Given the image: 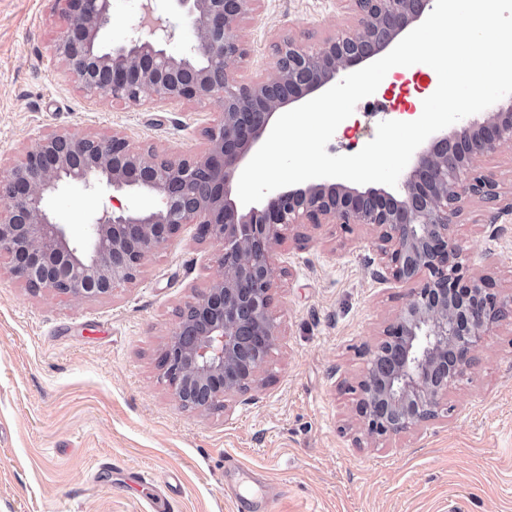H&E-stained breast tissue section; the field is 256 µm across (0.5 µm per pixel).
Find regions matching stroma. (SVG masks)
<instances>
[{
	"instance_id": "obj_1",
	"label": "stroma",
	"mask_w": 512,
	"mask_h": 512,
	"mask_svg": "<svg viewBox=\"0 0 512 512\" xmlns=\"http://www.w3.org/2000/svg\"><path fill=\"white\" fill-rule=\"evenodd\" d=\"M64 19L53 0H0V172L50 133L124 137L172 158L203 151L216 106L147 100L116 104L81 91L52 51ZM340 0H259L243 23L240 80L273 75L274 45L315 47L352 29ZM437 74L416 64L359 101L326 151L359 152L379 122L399 120L393 89ZM500 196L463 202L456 219L467 274L490 278L508 314L476 365L429 424L355 443L343 382L363 369L407 291L379 283L373 236L363 226L291 227L273 254L286 269L272 311L282 334L254 401L182 409L159 358L178 312L219 270L220 243L187 224L150 254L137 279L109 296L32 293L0 256V512H145L170 483L175 512H512V142L477 162ZM152 208L147 192L63 186L48 201L56 223L83 242L113 199ZM240 468L225 472L224 456ZM144 471L135 489L99 473L112 459Z\"/></svg>"
}]
</instances>
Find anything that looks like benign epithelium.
I'll use <instances>...</instances> for the list:
<instances>
[{
    "mask_svg": "<svg viewBox=\"0 0 512 512\" xmlns=\"http://www.w3.org/2000/svg\"><path fill=\"white\" fill-rule=\"evenodd\" d=\"M430 0H345L355 28L316 49L286 36L276 45L270 80L239 81L233 67L247 55L241 24L259 0H175L189 20L192 44L180 55L167 46L174 30L143 0L142 15L124 42L105 50L101 33L111 0H55L67 24L53 52L87 94L139 105L147 97L166 103L213 104L220 120L205 130L208 148L185 158L137 149L119 136L51 133L0 175V255L32 293L77 299L108 296L136 280L146 257L171 242L185 224L222 244V273L182 310L163 351V377L183 409H204L224 399L244 405L281 336L272 312L285 268L272 261L284 230L301 224L368 227L380 281L407 288V300L382 337L358 350L364 367L353 384L354 413L362 440L417 429L437 418L443 395L460 385L503 313L488 279L469 276L452 218L460 203L498 197V184L475 163L512 141V103L481 122L469 121L433 139L401 177L397 196L341 183H309L277 190L266 205L239 213L232 182L276 112L336 82L362 63L358 54L395 39ZM275 87L288 94L271 95ZM114 191L145 190L160 206L142 212L105 210L90 225L86 244L53 222L46 198L64 183Z\"/></svg>",
    "mask_w": 512,
    "mask_h": 512,
    "instance_id": "obj_1",
    "label": "benign epithelium"
}]
</instances>
